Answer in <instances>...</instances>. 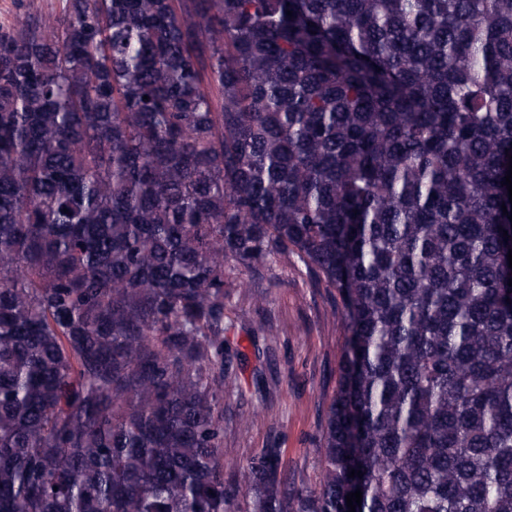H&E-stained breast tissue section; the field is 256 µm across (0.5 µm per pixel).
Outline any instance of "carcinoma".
Listing matches in <instances>:
<instances>
[{
	"mask_svg": "<svg viewBox=\"0 0 512 512\" xmlns=\"http://www.w3.org/2000/svg\"><path fill=\"white\" fill-rule=\"evenodd\" d=\"M511 155L512 0H29L0 512H512ZM272 260L344 321L313 491L224 475L225 271Z\"/></svg>",
	"mask_w": 512,
	"mask_h": 512,
	"instance_id": "obj_1",
	"label": "carcinoma"
}]
</instances>
